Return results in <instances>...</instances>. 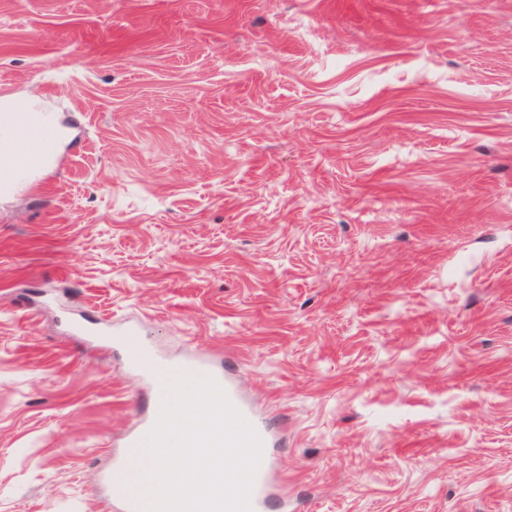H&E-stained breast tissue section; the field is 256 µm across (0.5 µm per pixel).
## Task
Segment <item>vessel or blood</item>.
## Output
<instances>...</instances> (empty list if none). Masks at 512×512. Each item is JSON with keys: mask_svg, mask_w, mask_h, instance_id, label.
<instances>
[{"mask_svg": "<svg viewBox=\"0 0 512 512\" xmlns=\"http://www.w3.org/2000/svg\"><path fill=\"white\" fill-rule=\"evenodd\" d=\"M40 130L39 136H32L25 126L18 124L13 115H0V152L8 154L12 159V167L7 176L11 187H25L37 171L54 161L61 133L52 113H43ZM121 343L129 365L143 371L152 380L157 393L150 419L126 438L124 454L113 464L108 475L121 497L124 512H149L148 500L143 494L145 474L150 467L146 440L157 425L163 404L170 396L165 383L166 377L170 375L208 377L223 391L230 404L261 441L260 460L249 495L250 512H269L274 505L279 506L281 512H287L288 500L276 504L271 498L275 474L272 434L255 410L241 398L233 381L203 360L171 361L156 355L134 328L122 331Z\"/></svg>", "mask_w": 512, "mask_h": 512, "instance_id": "b4317fda", "label": "vessel or blood"}]
</instances>
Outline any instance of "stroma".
<instances>
[{
	"label": "stroma",
	"mask_w": 512,
	"mask_h": 512,
	"mask_svg": "<svg viewBox=\"0 0 512 512\" xmlns=\"http://www.w3.org/2000/svg\"><path fill=\"white\" fill-rule=\"evenodd\" d=\"M0 512H123L154 391L229 372L303 512H512V0H0ZM37 100L9 98L4 101V109L11 112L18 120L36 133V113L39 109ZM12 114L1 113L0 116V179L8 173L6 180L13 188L28 185L34 174L51 164L55 159L57 142L62 137L57 128L53 114L43 112L40 124L41 135L33 137L25 126L19 125ZM118 336H122L120 343L124 347L128 364L143 371L152 380L157 393L150 419L126 438L124 455L113 464L108 474V481H112L121 496L124 512H149L148 500L143 494L145 474L152 464L147 462L151 455L146 440L157 425L163 404L170 396L165 383L169 375L211 378L255 431L261 441V452L249 495V507L250 512H268L272 504L271 487L275 474L271 450L273 437L255 410L241 398L233 381L203 360L171 361L156 355L132 327Z\"/></svg>",
	"instance_id": "obj_1"
}]
</instances>
